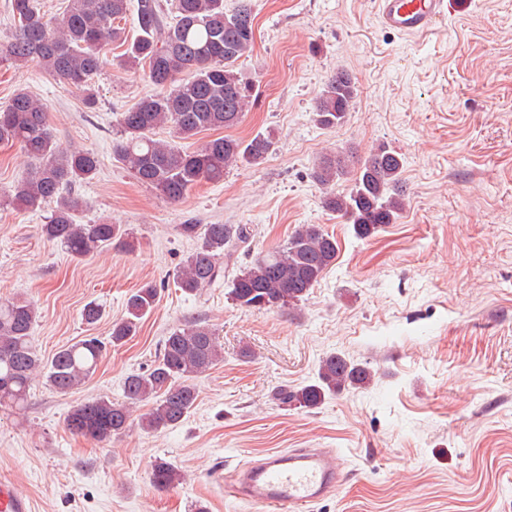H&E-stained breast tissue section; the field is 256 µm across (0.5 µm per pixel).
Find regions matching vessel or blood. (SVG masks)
I'll return each instance as SVG.
<instances>
[{
	"instance_id": "b4317fda",
	"label": "vessel or blood",
	"mask_w": 512,
	"mask_h": 512,
	"mask_svg": "<svg viewBox=\"0 0 512 512\" xmlns=\"http://www.w3.org/2000/svg\"><path fill=\"white\" fill-rule=\"evenodd\" d=\"M385 29L424 35L442 19L447 0H376ZM339 455L327 448H292L272 452L239 465L225 478L235 498L261 507L263 512H307L335 495L344 483ZM0 512H32L28 497L8 482H0Z\"/></svg>"
}]
</instances>
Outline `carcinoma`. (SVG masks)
<instances>
[{
  "mask_svg": "<svg viewBox=\"0 0 512 512\" xmlns=\"http://www.w3.org/2000/svg\"><path fill=\"white\" fill-rule=\"evenodd\" d=\"M14 31L0 44V62L15 66L37 63L50 75L96 101L95 77L101 70L103 49L123 48L117 66L124 70L147 68L150 81L162 92L142 97L121 113L120 135L113 151L141 184L171 201H178L194 186L224 180V169L237 162L261 163L272 152L274 137L259 132L248 140L220 136L188 152L172 142L155 139L156 129L172 128L179 139L204 130L232 128L251 101V86L236 71L237 62L254 44L252 0H237L224 10V0H171L173 21L163 20L161 0H138V33L125 34L120 22L128 0H68L60 16L42 10L37 0H12ZM188 72L191 79L178 81ZM356 86L338 70L324 83L315 100V121L323 128L342 125L350 111ZM18 143L35 161L18 180L1 206L37 208L52 205L41 233L75 258H86L100 247L127 246L126 230L101 221L79 224V200L63 193L77 181L97 174L98 160L87 149H62L48 127L47 107L24 90L17 91L0 109V144ZM403 162L381 147L349 169L343 154L322 158L315 167L316 181L328 189L326 210L352 225L356 238L367 239L399 218L404 208ZM350 179L351 187L338 194L330 187ZM249 241L246 228L234 224H207L200 243L188 254L177 273L185 293L199 296L220 283L228 298L242 311L284 310L298 305L319 285L336 262V238L319 224H301L287 242L256 254L248 265L230 271L236 253ZM157 289L144 285L126 298L125 315L112 322L109 342L96 336L58 350L43 362L32 343L36 310L17 297L0 300V406L20 408L32 380L45 377L50 390L65 396L96 369L108 347H120L138 332L141 320L155 308ZM215 331L200 322L175 328L163 341L154 366L129 374L123 382L124 401L106 396L87 399L70 410L66 427L71 434L104 442L123 434L132 421V409L150 400L140 415V426L163 431L180 425L197 401L195 380L223 360ZM373 375L369 369L338 353L322 358L314 383L278 388L272 399L283 406L316 409L331 396L350 388L364 389ZM151 480L159 491L182 481L181 472L164 460L155 461Z\"/></svg>",
  "mask_w": 512,
  "mask_h": 512,
  "instance_id": "cac0c4a2",
  "label": "carcinoma"
}]
</instances>
